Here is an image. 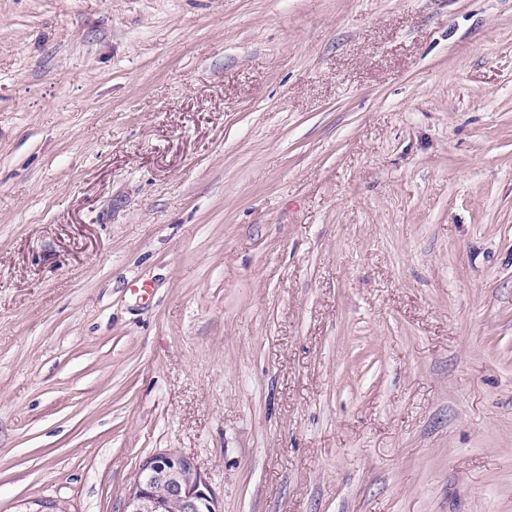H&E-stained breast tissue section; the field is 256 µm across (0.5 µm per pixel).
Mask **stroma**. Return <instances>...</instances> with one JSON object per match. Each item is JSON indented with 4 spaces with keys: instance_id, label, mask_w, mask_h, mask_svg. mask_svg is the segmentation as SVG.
<instances>
[{
    "instance_id": "stroma-1",
    "label": "stroma",
    "mask_w": 512,
    "mask_h": 512,
    "mask_svg": "<svg viewBox=\"0 0 512 512\" xmlns=\"http://www.w3.org/2000/svg\"><path fill=\"white\" fill-rule=\"evenodd\" d=\"M512 512V0H0V512ZM121 512H222L220 502L194 459L159 450L138 466Z\"/></svg>"
}]
</instances>
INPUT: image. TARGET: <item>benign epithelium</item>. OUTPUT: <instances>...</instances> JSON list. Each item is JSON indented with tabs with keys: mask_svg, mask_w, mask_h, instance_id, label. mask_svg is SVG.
<instances>
[{
	"mask_svg": "<svg viewBox=\"0 0 512 512\" xmlns=\"http://www.w3.org/2000/svg\"><path fill=\"white\" fill-rule=\"evenodd\" d=\"M121 512H222L220 502L194 459L160 450L138 466Z\"/></svg>",
	"mask_w": 512,
	"mask_h": 512,
	"instance_id": "benign-epithelium-1",
	"label": "benign epithelium"
}]
</instances>
